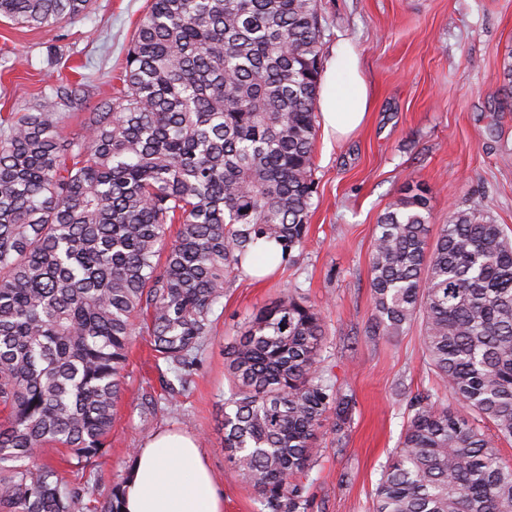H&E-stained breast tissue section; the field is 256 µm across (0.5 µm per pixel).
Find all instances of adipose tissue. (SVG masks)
<instances>
[{
	"mask_svg": "<svg viewBox=\"0 0 512 512\" xmlns=\"http://www.w3.org/2000/svg\"><path fill=\"white\" fill-rule=\"evenodd\" d=\"M360 57L349 47L336 51L319 90L326 133L348 135L364 123L369 90L360 78ZM125 512H224L215 481L194 439L156 435L139 448L123 486Z\"/></svg>",
	"mask_w": 512,
	"mask_h": 512,
	"instance_id": "1",
	"label": "adipose tissue"
}]
</instances>
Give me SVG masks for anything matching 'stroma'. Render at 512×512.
Wrapping results in <instances>:
<instances>
[{
	"instance_id": "35a3bbf8",
	"label": "stroma",
	"mask_w": 512,
	"mask_h": 512,
	"mask_svg": "<svg viewBox=\"0 0 512 512\" xmlns=\"http://www.w3.org/2000/svg\"><path fill=\"white\" fill-rule=\"evenodd\" d=\"M148 0H93L88 14L45 32L0 17V115L33 111L63 80H83L81 109L63 112L61 134L82 130L121 89L125 54ZM322 61L349 44L362 61L371 109L336 139L318 134L308 240L292 263L264 277L240 276L218 306L212 336L186 384L143 417L135 390L158 386L145 327H137L123 371L125 392L112 445L89 468L102 495L126 477L132 451L163 431L193 436L224 498V512H263L224 454V345L262 306L299 297L327 325L326 377L351 395L343 433L325 426L323 455L309 475V512H373L374 494L408 419L406 403L433 387L421 325L371 338L370 259L377 219L407 185L429 191L432 228L481 205L512 234V105L499 92L512 46V0H318Z\"/></svg>"
}]
</instances>
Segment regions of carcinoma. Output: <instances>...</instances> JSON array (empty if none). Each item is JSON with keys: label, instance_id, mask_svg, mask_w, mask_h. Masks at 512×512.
Masks as SVG:
<instances>
[{"label": "carcinoma", "instance_id": "1", "mask_svg": "<svg viewBox=\"0 0 512 512\" xmlns=\"http://www.w3.org/2000/svg\"><path fill=\"white\" fill-rule=\"evenodd\" d=\"M90 0H0L39 29ZM322 25L317 0H149L124 88L64 139L85 84L61 83L0 137V512H122L85 478L112 445L122 371L142 318L157 360L183 382L261 241L291 261L316 193ZM369 336L419 320L438 388L412 397L376 512H512V240L481 207L429 243L422 190L380 215ZM176 233H171V229ZM321 314L294 297L261 307L224 346V449L265 512H307L318 433L341 432L351 398L320 367ZM145 416L158 409L137 394ZM70 451L73 478L35 451Z\"/></svg>", "mask_w": 512, "mask_h": 512}]
</instances>
